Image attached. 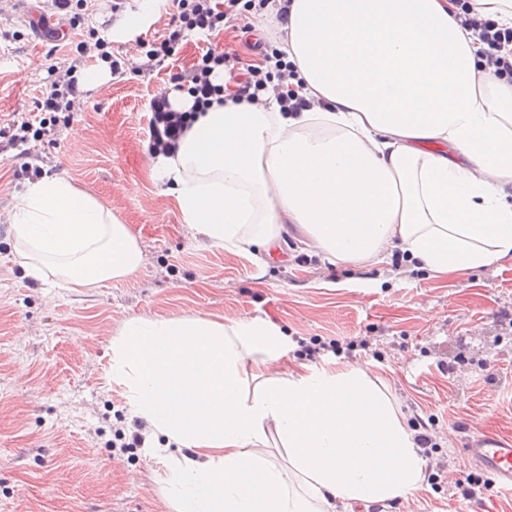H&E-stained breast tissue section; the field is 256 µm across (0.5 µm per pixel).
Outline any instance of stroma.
Instances as JSON below:
<instances>
[{
  "label": "stroma",
  "mask_w": 512,
  "mask_h": 512,
  "mask_svg": "<svg viewBox=\"0 0 512 512\" xmlns=\"http://www.w3.org/2000/svg\"><path fill=\"white\" fill-rule=\"evenodd\" d=\"M168 0L137 27L90 0L96 28L132 67L91 88L86 108L42 146V175L67 177L100 199L137 238L133 275L71 290L26 275L11 224L15 194L34 175L0 156V512H172L156 474L166 462L111 442L128 429L121 386L110 378L112 341L131 317L267 318L288 335L289 358L324 344L320 360L369 363L407 422L430 421L434 457L450 471L412 494L352 512H512V491L469 466L463 450L479 434L512 439V264L464 278L426 270L339 266L328 271L304 250L299 225H284L269 262L211 244L184 224L165 181L150 176L149 102L205 49L197 35L176 57L139 71L137 41L169 21ZM19 9L0 17V128L32 116L48 92V56ZM368 347H361V340ZM480 478V506L456 482Z\"/></svg>",
  "instance_id": "1"
}]
</instances>
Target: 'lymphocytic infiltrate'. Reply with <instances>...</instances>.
Returning <instances> with one entry per match:
<instances>
[{"label":"lymphocytic infiltrate","mask_w":512,"mask_h":512,"mask_svg":"<svg viewBox=\"0 0 512 512\" xmlns=\"http://www.w3.org/2000/svg\"><path fill=\"white\" fill-rule=\"evenodd\" d=\"M177 6L164 34L148 44L149 60L164 63L174 55L177 46L189 33L208 38L223 31L226 24L237 20L241 0H173ZM461 27L477 33L486 44L487 63L501 76L512 78V27L499 26L497 21L476 12L470 0H451ZM229 55L219 44L210 42L196 65L172 77L169 87L154 94L149 103L146 138L150 154L174 153L199 113L208 111L225 98L256 102L267 87L262 68L249 64L229 66ZM228 69L229 84L217 83L219 69ZM76 66L58 71L49 66L50 91L35 103L41 114L39 121L17 120L9 128L0 129V153L8 155L16 172L26 173L35 157L31 139L46 136L56 127L61 113L79 111L88 101L86 91L79 87Z\"/></svg>","instance_id":"lymphocytic-infiltrate-1"}]
</instances>
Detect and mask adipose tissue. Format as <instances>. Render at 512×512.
I'll list each match as a JSON object with an SVG mask.
<instances>
[{
	"label": "adipose tissue",
	"instance_id": "adipose-tissue-1",
	"mask_svg": "<svg viewBox=\"0 0 512 512\" xmlns=\"http://www.w3.org/2000/svg\"><path fill=\"white\" fill-rule=\"evenodd\" d=\"M280 48L323 106L200 115L152 167L184 223L238 251L297 224L333 265L399 253L463 278L512 261V83L445 0H292ZM12 227L35 280L89 288L143 262L111 209L59 175L16 195ZM288 345L261 318L123 322L112 379L146 437L186 451L160 478L173 512H347L421 488L386 384L366 365L287 360Z\"/></svg>",
	"mask_w": 512,
	"mask_h": 512
}]
</instances>
